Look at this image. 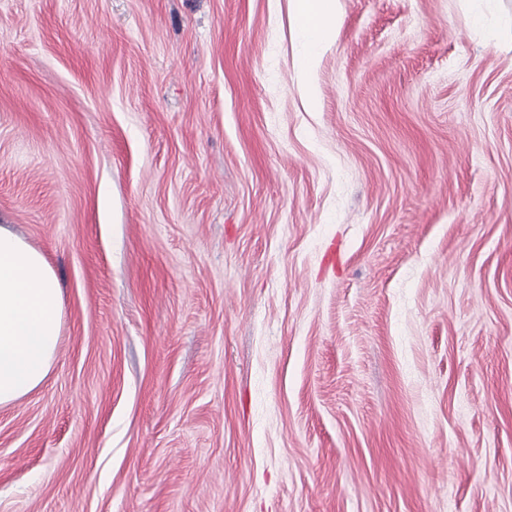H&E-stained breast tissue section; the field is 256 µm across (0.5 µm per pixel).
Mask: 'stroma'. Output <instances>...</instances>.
I'll return each mask as SVG.
<instances>
[{"instance_id":"1","label":"stroma","mask_w":512,"mask_h":512,"mask_svg":"<svg viewBox=\"0 0 512 512\" xmlns=\"http://www.w3.org/2000/svg\"><path fill=\"white\" fill-rule=\"evenodd\" d=\"M336 10L309 74L288 0H0V512H512V0ZM59 331L53 271L39 252L0 226V405L43 382Z\"/></svg>"}]
</instances>
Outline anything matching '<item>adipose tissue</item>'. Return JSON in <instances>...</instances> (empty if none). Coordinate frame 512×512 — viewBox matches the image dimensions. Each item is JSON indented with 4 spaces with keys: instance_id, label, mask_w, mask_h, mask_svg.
<instances>
[{
    "instance_id": "1",
    "label": "adipose tissue",
    "mask_w": 512,
    "mask_h": 512,
    "mask_svg": "<svg viewBox=\"0 0 512 512\" xmlns=\"http://www.w3.org/2000/svg\"><path fill=\"white\" fill-rule=\"evenodd\" d=\"M288 12L313 70L338 22L336 0H289ZM60 296L44 257L0 227V405L39 386L56 357Z\"/></svg>"
}]
</instances>
